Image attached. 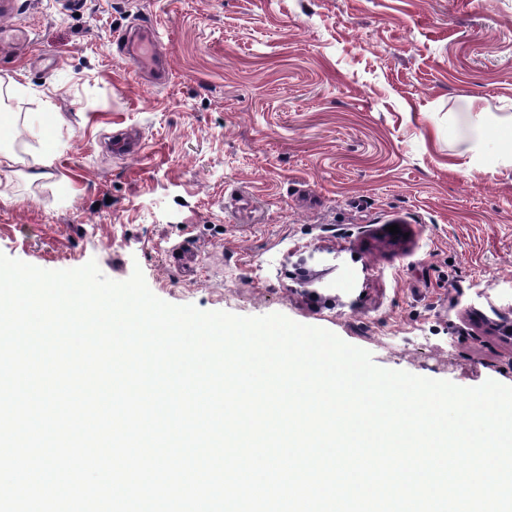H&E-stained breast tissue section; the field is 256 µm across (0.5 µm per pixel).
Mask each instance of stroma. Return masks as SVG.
Listing matches in <instances>:
<instances>
[{"label": "stroma", "mask_w": 512, "mask_h": 512, "mask_svg": "<svg viewBox=\"0 0 512 512\" xmlns=\"http://www.w3.org/2000/svg\"><path fill=\"white\" fill-rule=\"evenodd\" d=\"M15 2L0 142L55 161L0 171L1 253L138 268L172 304L280 313L385 369L512 386L492 326L512 307V166L476 164L454 128L464 99L512 107V0ZM143 22L162 85L113 40ZM129 127L139 155H113ZM302 257L320 281L295 278Z\"/></svg>", "instance_id": "35a3bbf8"}]
</instances>
